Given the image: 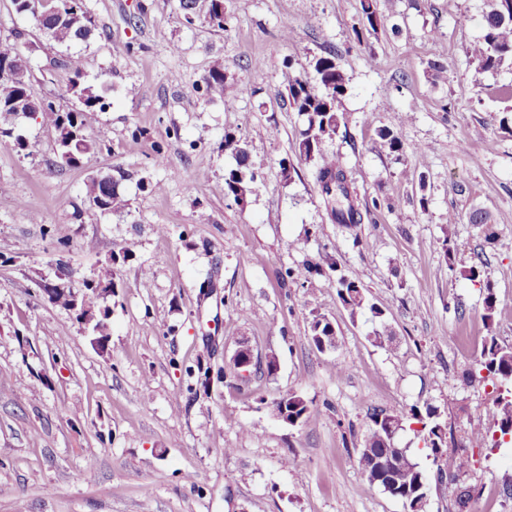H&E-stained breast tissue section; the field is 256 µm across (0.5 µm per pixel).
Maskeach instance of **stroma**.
<instances>
[{
  "mask_svg": "<svg viewBox=\"0 0 512 512\" xmlns=\"http://www.w3.org/2000/svg\"><path fill=\"white\" fill-rule=\"evenodd\" d=\"M484 3L374 0L369 32L361 0H224L220 29L201 15L186 23L179 0H84L93 32L72 50L88 84L110 87L105 110L85 116L95 151L59 167L33 117L21 128L41 137V155L0 139V512H405L358 462L374 408L404 415L395 443L430 479L425 512H512V442L469 449L470 468L441 478L413 417L436 408L459 442L492 428L507 389L464 379L488 338L512 348V122L502 121L512 104L497 96L512 61L484 71L471 59ZM1 49L28 58L37 97L77 106L67 50L11 0H0ZM328 54L347 85L326 149L363 213L350 228L333 222L315 163L297 159L304 119L287 99L289 81ZM215 68L233 93L206 87ZM228 133L247 141L267 183L243 204L224 195L236 165ZM284 157L296 162L287 182ZM107 172L122 176L124 212L88 207L87 183ZM476 209L494 242L469 223ZM452 213L457 251L485 259L484 279L448 268ZM116 241L129 258L113 260ZM59 260L75 282L111 273L105 350L44 294ZM305 264L322 271L314 283L287 278ZM340 275L360 278L384 320L350 315ZM315 311L336 348L312 343ZM386 325L395 341L382 348L372 338ZM244 344L275 371L237 368ZM337 361L345 377L331 372ZM291 393L309 407L295 426L268 410Z\"/></svg>",
  "mask_w": 512,
  "mask_h": 512,
  "instance_id": "obj_1",
  "label": "stroma"
}]
</instances>
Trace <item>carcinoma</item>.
Segmentation results:
<instances>
[{"label": "carcinoma", "instance_id": "obj_1", "mask_svg": "<svg viewBox=\"0 0 512 512\" xmlns=\"http://www.w3.org/2000/svg\"><path fill=\"white\" fill-rule=\"evenodd\" d=\"M18 13H30L50 39L59 46L71 47L73 44L86 40L91 33L92 23H79L74 13H84L82 0H13ZM180 7L185 12L205 10L208 22L224 29V0H206L198 4V0H180ZM471 57L483 70H494L505 61H512V0H487V9L483 15V35L471 49ZM18 59L22 62L23 74L12 81L0 78V118L12 119L19 114L40 118L41 125L51 129L55 134L57 159L68 154L75 158L71 166L75 167L94 152L95 143L89 138L73 136L72 131L84 133L83 116L87 112H98L105 108L106 88L96 90L84 84L85 61L80 55H69L62 65L71 74L69 91L78 99L80 108L61 110L44 104L31 90L27 65L20 52L9 49L0 50V69L3 62ZM312 69L315 78L297 77L288 85V103L295 111L305 117V129L301 133L298 153L306 161L317 162V181L325 197H330V186L348 196L347 174L339 164L335 154L325 150L328 141L336 140L339 131V104L347 90L346 79L336 64L335 56L319 57ZM0 137L13 139L16 147L25 155H37L40 152V141L35 137L26 136L16 131L15 126L0 127ZM224 148L231 150L236 157L237 166L224 175L225 194L240 202L250 196L261 193L266 188L264 180L249 166L247 142L232 135H224ZM86 197L102 213H118L125 211L129 200L119 191V180L114 179L107 186L91 179L87 185ZM334 221L338 224H359L361 212L349 205L345 208L332 210ZM458 218L448 215V230L443 239L445 258L448 269L460 263L451 250L450 243L455 233ZM336 293L351 315L365 309L372 317L381 318L384 311L369 302L364 293L360 279L353 276H341L336 279ZM109 313H92L86 324L91 326L97 338L99 348H105L108 339ZM329 321L325 315L314 311L309 321L310 336L314 345H319V337L326 335ZM480 369L503 381H512V350L500 346L495 337H490L484 345L479 360ZM275 418L286 416L288 425L294 426L309 412L306 402L293 394L275 401L271 408ZM425 427L434 459L438 461L437 476L456 474L467 470L470 466L469 456L463 453L449 454L443 447L446 432L438 422V414L426 408ZM496 420L500 435L512 436V398L501 397L496 401ZM371 424L365 440V447L370 452H360L359 464L366 473L370 483H375L373 458H380L387 463V479L393 497L409 505L428 495L430 483L424 471L414 462L404 448L393 444L395 434L402 427L403 415L398 411H375L370 415ZM466 443L472 447L494 448L497 441L490 438L487 431L474 426L467 432Z\"/></svg>", "mask_w": 512, "mask_h": 512}]
</instances>
